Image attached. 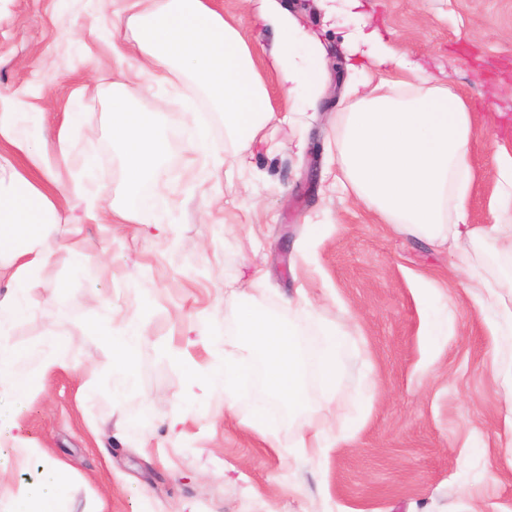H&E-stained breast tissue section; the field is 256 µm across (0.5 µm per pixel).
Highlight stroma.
<instances>
[{"instance_id": "stroma-1", "label": "stroma", "mask_w": 512, "mask_h": 512, "mask_svg": "<svg viewBox=\"0 0 512 512\" xmlns=\"http://www.w3.org/2000/svg\"><path fill=\"white\" fill-rule=\"evenodd\" d=\"M325 59L317 107L302 110L268 64L274 34L243 0H211L250 46L276 119L246 166L234 159L224 116L184 84L161 117L166 149L157 190L167 224L111 219L127 174L112 139V93L139 112L159 107L138 60L117 64L107 40L131 35L101 0H0V97L18 139L46 147L61 182L90 172L98 219L74 223L58 202L46 238L54 255L35 276V312L12 340L33 370L48 329L65 365L11 415L34 447L68 472L65 512H512V335L496 336L448 248L384 223L333 192L328 147L359 79L349 53L357 21L328 17L324 0H281ZM370 26L425 71L417 92L448 86L478 112L470 163L472 223L489 224L499 147L512 151V0H364ZM68 158L57 154L66 113ZM214 148L193 156L188 135ZM303 132L304 148L293 144ZM84 253L75 262L68 245ZM262 269L263 284L246 270ZM305 288L337 333L349 334L334 399L308 385L304 416L278 406L275 440L247 424L249 404L186 383L175 365L207 373L238 304L287 317ZM448 333L431 335L438 306ZM144 330L132 388L113 392L114 353L101 325ZM338 421L347 437L297 458L304 421Z\"/></svg>"}]
</instances>
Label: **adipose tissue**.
<instances>
[{
    "label": "adipose tissue",
    "mask_w": 512,
    "mask_h": 512,
    "mask_svg": "<svg viewBox=\"0 0 512 512\" xmlns=\"http://www.w3.org/2000/svg\"><path fill=\"white\" fill-rule=\"evenodd\" d=\"M128 21L133 44L112 43L114 58L140 59V71L159 84L188 81L205 93L224 115V128L235 143V154L246 159L259 132L274 118L268 92L255 68L252 51L235 25L208 0H129ZM261 20L278 35L270 52L273 67L290 94L305 106H314L323 83L320 54L305 46L300 32L277 0H260ZM355 52L377 69L391 68L422 80L420 68L408 54L388 46L377 31L357 26ZM391 80L352 84L356 98L352 111L341 118L336 143L340 173L335 191L353 193L384 223L449 247L458 266L470 269L476 245L489 246L512 259V152L497 155L493 221H470L469 194L475 174L469 162L474 135L471 104L448 87H435L408 96ZM16 115L9 102L0 101V140L17 144L29 164L46 183H56L46 151L14 138ZM156 113L131 111L122 98L112 101V136L122 145L129 175V193L113 216L130 223L139 217H159L157 167L163 143L156 133ZM56 204L38 185L0 153V277L9 276L11 292L0 297V395L24 396L42 389L59 360L55 334H47L34 370L21 368L22 354L13 343L14 325L29 316L35 290L32 277L49 263L44 246L47 228L55 221ZM470 286L480 308L491 311L492 333L512 335V274L490 280L473 273ZM143 336L133 322L119 326L106 340L116 353L113 388L121 393L134 380L133 358ZM45 486L17 501L16 512H63L60 464L44 456Z\"/></svg>",
    "instance_id": "1"
}]
</instances>
